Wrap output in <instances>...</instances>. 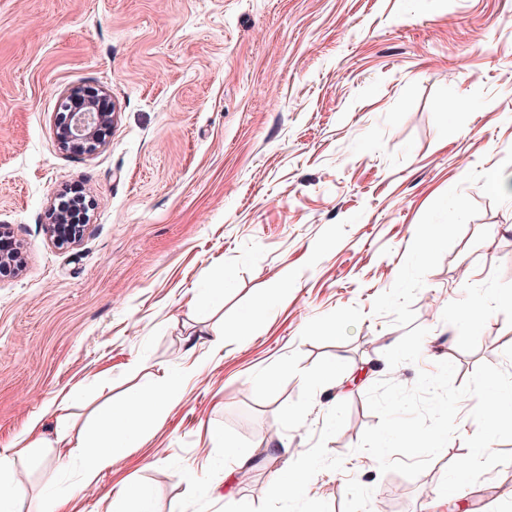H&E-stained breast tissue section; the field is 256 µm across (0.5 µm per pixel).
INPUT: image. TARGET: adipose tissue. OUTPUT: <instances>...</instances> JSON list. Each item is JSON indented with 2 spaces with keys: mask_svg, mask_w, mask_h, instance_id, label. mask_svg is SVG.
Instances as JSON below:
<instances>
[{
  "mask_svg": "<svg viewBox=\"0 0 512 512\" xmlns=\"http://www.w3.org/2000/svg\"><path fill=\"white\" fill-rule=\"evenodd\" d=\"M156 402L148 392H139L112 405L101 420L77 440L61 439L70 456H87L86 483H96L99 475L111 468L113 462L134 447L139 428L155 418Z\"/></svg>",
  "mask_w": 512,
  "mask_h": 512,
  "instance_id": "1",
  "label": "adipose tissue"
}]
</instances>
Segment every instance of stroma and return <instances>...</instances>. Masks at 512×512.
Segmentation results:
<instances>
[{
  "instance_id": "stroma-1",
  "label": "stroma",
  "mask_w": 512,
  "mask_h": 512,
  "mask_svg": "<svg viewBox=\"0 0 512 512\" xmlns=\"http://www.w3.org/2000/svg\"><path fill=\"white\" fill-rule=\"evenodd\" d=\"M71 87L111 94L91 155L58 147ZM497 170L512 0H0V225L23 256L0 275V448L37 414L50 442L18 464L21 512L50 492L134 512L136 484L153 512H512V464L438 494L473 397L417 478L358 448L379 381L444 360L458 386L482 363L512 372ZM73 185L93 209L62 247L48 211ZM172 382L180 400L84 486L58 435Z\"/></svg>"
}]
</instances>
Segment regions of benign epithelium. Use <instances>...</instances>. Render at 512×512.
<instances>
[{
    "label": "benign epithelium",
    "mask_w": 512,
    "mask_h": 512,
    "mask_svg": "<svg viewBox=\"0 0 512 512\" xmlns=\"http://www.w3.org/2000/svg\"><path fill=\"white\" fill-rule=\"evenodd\" d=\"M105 94L95 89L78 90L71 88L60 98L58 110L59 148L72 154H93L104 144V132L112 121V112L105 110L100 102ZM48 233L59 245H74L80 236L75 229L65 224L63 214H58L47 225Z\"/></svg>",
    "instance_id": "7a95c632"
}]
</instances>
